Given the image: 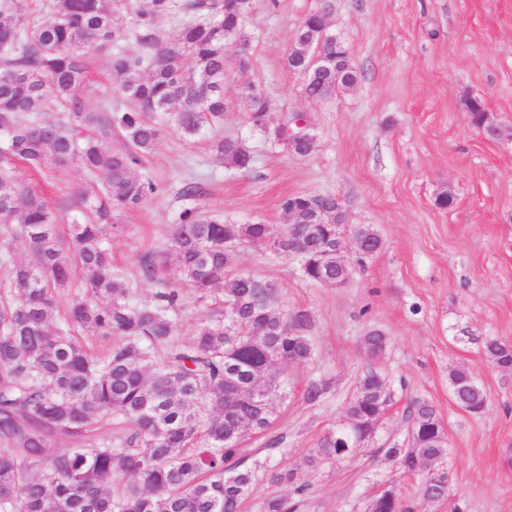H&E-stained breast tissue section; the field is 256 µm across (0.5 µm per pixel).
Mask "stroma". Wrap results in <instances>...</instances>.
<instances>
[{"instance_id": "35a3bbf8", "label": "stroma", "mask_w": 512, "mask_h": 512, "mask_svg": "<svg viewBox=\"0 0 512 512\" xmlns=\"http://www.w3.org/2000/svg\"><path fill=\"white\" fill-rule=\"evenodd\" d=\"M327 13L330 33L348 46L357 81L321 102L303 93L304 78L285 58L302 19ZM246 67L230 45L224 75L223 125L194 137L168 128L141 172L157 192L140 210L105 227L113 265L148 300L155 281L143 279V255L166 249L171 224L188 202L185 180L199 183L202 211L236 224L283 227L281 200L290 194H332L343 206L341 232L371 225L382 247L354 265L342 285H313L295 261L267 247L240 246L238 270L277 287L285 310L312 312L315 358L287 368L293 392L277 402V433L266 448L248 434L245 454L269 468L290 470L337 426L365 365L361 338L371 328L389 338L378 362L392 403L376 442L349 458L307 470L304 512H365L380 485L395 482L415 512H512V371L485 357L486 338L512 343V0H250ZM89 110L109 103L117 84L112 54L90 50ZM270 100L273 124L303 115L316 137L313 151L294 155L248 122L251 87ZM480 100L500 127L487 138L467 119ZM240 140L254 155L251 169L219 162V139ZM453 203L440 207V195ZM470 368L488 397L486 410L458 409L450 371ZM328 379L329 394L304 401L308 380ZM431 401L448 436L452 481L443 501L420 498L422 474L401 476L378 446L404 441L405 407Z\"/></svg>"}]
</instances>
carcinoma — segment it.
<instances>
[{
  "label": "carcinoma",
  "mask_w": 512,
  "mask_h": 512,
  "mask_svg": "<svg viewBox=\"0 0 512 512\" xmlns=\"http://www.w3.org/2000/svg\"><path fill=\"white\" fill-rule=\"evenodd\" d=\"M248 0H0V224L16 225L13 242L27 255L3 262L0 278V512H238L254 485L265 478L288 482L293 497L264 499L259 512H297L310 484L300 469L267 474L248 462L240 448L246 431L273 427L270 395L280 388L276 363L302 365L315 355L314 316L276 304L271 283L237 274L227 287L216 285L236 263L237 247L269 246L297 257L302 277L334 283L349 277L336 241V223L233 224L218 214L188 207L170 225L169 251L178 261L179 282L212 306L210 317L189 336L177 330L180 289H157L149 301H132L128 275L112 265L103 226L116 212L142 207L155 184L134 172L162 136L147 112L172 116L185 136L216 128L224 120V67L230 41L243 37ZM130 16L135 54L119 52L112 69L122 76L117 93L128 101L87 110L84 52L127 38L114 25ZM182 19L177 34L161 35L158 18ZM286 63L318 49L324 19L307 15ZM356 72L345 58L304 84L318 102L349 88ZM53 94L64 116L37 122ZM264 94L250 99L251 126L299 155L308 146L273 126ZM216 157L224 166L249 170L254 156L246 143L221 139ZM80 166L88 179L66 203L67 215L41 193L25 187L21 171L46 180L52 172ZM318 195L295 194L280 203L283 214L297 206L314 210ZM69 220L68 239L60 235ZM355 237L363 254H375L381 240L369 225ZM163 255H145L143 277L156 278ZM87 336H110L101 351ZM385 334L363 336L366 365L357 394L343 419L375 439L373 425L391 400L376 362ZM496 366L512 369V345L483 342ZM451 398L471 414L487 404L484 390L466 368L449 373ZM330 390L311 379L303 398L317 404ZM407 444L396 442L383 455L404 473L428 470L422 496L443 500L450 477L443 467L448 437L434 406L412 400ZM354 440L346 429L326 435L305 465L316 467L350 456ZM368 512H411L389 487L369 501Z\"/></svg>",
  "instance_id": "carcinoma-1"
}]
</instances>
